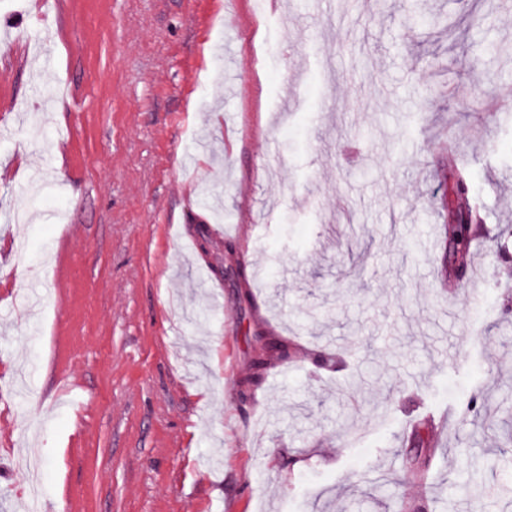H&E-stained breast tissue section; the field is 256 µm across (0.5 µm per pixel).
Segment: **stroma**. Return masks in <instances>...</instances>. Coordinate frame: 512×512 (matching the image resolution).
<instances>
[{"label": "stroma", "instance_id": "stroma-1", "mask_svg": "<svg viewBox=\"0 0 512 512\" xmlns=\"http://www.w3.org/2000/svg\"><path fill=\"white\" fill-rule=\"evenodd\" d=\"M256 2L0 0V512H512V0ZM466 206L470 217L469 222L468 218L456 224H452L448 221V224L444 227L445 236L448 241V257L452 256L458 258L464 263H466L469 257V242L472 229L471 220L476 218L473 208L469 204H466Z\"/></svg>", "mask_w": 512, "mask_h": 512}]
</instances>
